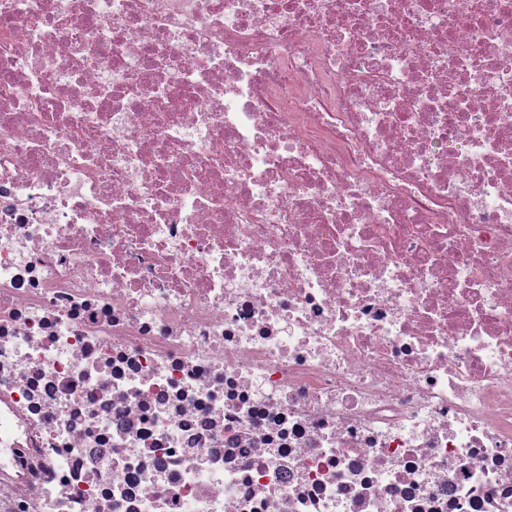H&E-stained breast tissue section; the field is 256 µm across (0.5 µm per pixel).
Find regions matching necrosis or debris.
<instances>
[{"instance_id": "necrosis-or-debris-1", "label": "necrosis or debris", "mask_w": 512, "mask_h": 512, "mask_svg": "<svg viewBox=\"0 0 512 512\" xmlns=\"http://www.w3.org/2000/svg\"><path fill=\"white\" fill-rule=\"evenodd\" d=\"M0 512H512V0H0Z\"/></svg>"}]
</instances>
